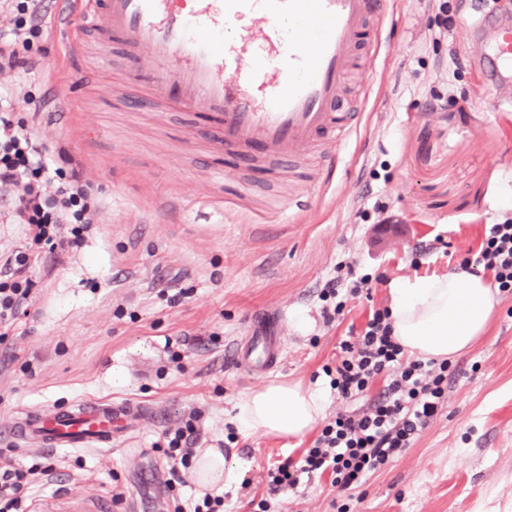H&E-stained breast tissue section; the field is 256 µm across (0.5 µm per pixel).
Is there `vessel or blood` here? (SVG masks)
Returning <instances> with one entry per match:
<instances>
[{
	"instance_id": "vessel-or-blood-1",
	"label": "vessel or blood",
	"mask_w": 512,
	"mask_h": 512,
	"mask_svg": "<svg viewBox=\"0 0 512 512\" xmlns=\"http://www.w3.org/2000/svg\"><path fill=\"white\" fill-rule=\"evenodd\" d=\"M385 0H82L69 12L74 30L90 29L100 45L120 38L131 54L151 49L157 68L139 71L155 95L206 113L226 159L294 158L330 126L351 134L362 111L342 112L345 79L356 50L384 17ZM261 19V48H249L244 26ZM489 82L512 80V26L485 58ZM284 355L282 322L258 316L230 358L254 375L277 369ZM125 401H81L26 414L13 437L26 446L108 450L138 414ZM143 512H161L162 480Z\"/></svg>"
}]
</instances>
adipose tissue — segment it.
Wrapping results in <instances>:
<instances>
[{
    "mask_svg": "<svg viewBox=\"0 0 512 512\" xmlns=\"http://www.w3.org/2000/svg\"><path fill=\"white\" fill-rule=\"evenodd\" d=\"M391 296L397 341L409 355L424 361L450 360L469 350L484 334L497 305L483 275L466 271L404 277L393 284ZM324 403L320 390L273 381L238 397L232 422L245 433L298 438L322 417ZM224 478L220 449H198L192 481L220 491Z\"/></svg>",
    "mask_w": 512,
    "mask_h": 512,
    "instance_id": "1",
    "label": "adipose tissue"
}]
</instances>
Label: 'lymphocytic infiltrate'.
Wrapping results in <instances>:
<instances>
[{"label": "lymphocytic infiltrate", "instance_id": "lymphocytic-infiltrate-1", "mask_svg": "<svg viewBox=\"0 0 512 512\" xmlns=\"http://www.w3.org/2000/svg\"><path fill=\"white\" fill-rule=\"evenodd\" d=\"M47 12L46 0H0V73H31L45 55ZM16 101L14 88L0 85V188L13 190L8 221L22 225L27 240L24 249L0 255V340L12 331L37 284L41 254L77 246L101 218L82 162L35 134L46 99L26 94L24 117ZM459 267L489 274L496 293L511 296L512 218L485 225L478 249ZM372 281L371 274L352 269L327 281L319 294L325 321L335 322L349 299L370 292ZM448 370L447 362L410 357L393 334L389 310H372L355 340L341 342L336 364L325 374L337 398L346 401L361 396L380 375H387L386 385L361 415L337 414L300 460L268 469L269 496L258 502L256 512H271L270 496L298 488L311 473H332L337 485L347 488L382 469L438 415L448 394ZM199 419L198 413H189L181 426L165 433L163 454L171 476L190 467L187 440ZM54 471V461L44 455L34 456L29 465L0 470V512H28L31 501L24 491Z\"/></svg>", "mask_w": 512, "mask_h": 512}]
</instances>
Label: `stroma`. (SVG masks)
I'll list each match as a JSON object with an SVG mask.
<instances>
[{
	"label": "stroma",
	"mask_w": 512,
	"mask_h": 512,
	"mask_svg": "<svg viewBox=\"0 0 512 512\" xmlns=\"http://www.w3.org/2000/svg\"><path fill=\"white\" fill-rule=\"evenodd\" d=\"M448 6L454 24L443 35L436 0H395L383 55L369 62L373 87L351 81L364 116L332 172L316 151L294 178L284 164L263 174L240 165L233 188L247 194L245 206L224 200L215 174L224 159L202 112L169 102L126 107L145 89L120 40L103 53L87 32L74 53L53 25L34 79L0 73V83L48 97L39 134L82 161L102 211L0 341V464L38 453L8 434L18 409L100 399L153 411L124 446L53 450L56 472L33 488L34 512H67L82 495L132 512L131 471L146 458L168 474L154 445L193 410L197 447L222 449L234 471L224 512H253L267 495V469L299 459L317 433H230L240 395L272 379L315 386L328 420L373 402L383 380L353 401L331 392L323 367L335 364L340 341L390 305L394 281L453 272L485 225L512 216V112L496 109L512 98V82L488 84L478 56L512 25V0H499L471 36L463 23L477 0ZM293 197L308 209L290 211ZM380 205L391 224H380ZM421 244L432 251L416 267ZM341 261L376 282L370 298L350 300L328 325L318 294ZM164 282L185 296L169 303L159 294ZM274 309L286 320L280 368L255 376L225 364V348L247 335L252 316ZM174 350L181 362L171 360ZM450 369L447 400L411 448L345 489L330 474L313 475L298 492H281L276 512H512V297L499 300L483 337Z\"/></svg>",
	"instance_id": "1"
}]
</instances>
